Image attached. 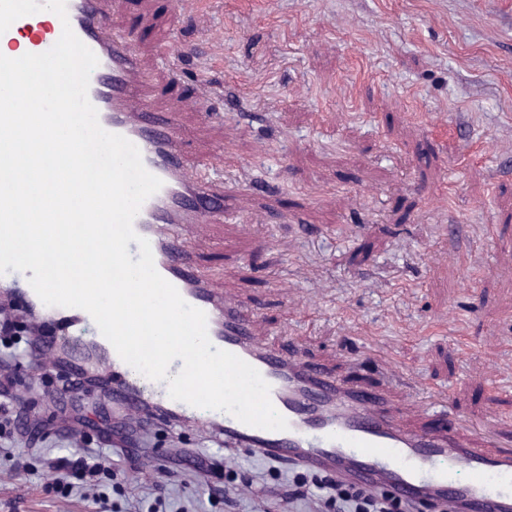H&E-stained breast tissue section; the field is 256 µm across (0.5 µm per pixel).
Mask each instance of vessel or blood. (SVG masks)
Masks as SVG:
<instances>
[{
  "mask_svg": "<svg viewBox=\"0 0 512 512\" xmlns=\"http://www.w3.org/2000/svg\"><path fill=\"white\" fill-rule=\"evenodd\" d=\"M66 10L63 19L50 11L17 19L0 34V53L17 58L46 52L67 25L94 52L98 64L88 97L101 127L131 141L144 167L163 182L142 204L135 232L149 241L159 274L205 312L211 343L250 364L269 384L271 402L288 427H253L228 413L173 400L166 382L125 363L102 333L88 340L72 335V328L92 321L79 308L70 325L43 332L39 344L27 349L30 374H74L93 351L108 370L107 394L134 421L164 416L181 426L210 427L260 455L333 473L362 489L388 490L408 503L428 498L442 512H512V449L494 437L467 433L453 415L449 391L441 392L436 407L446 429L413 428L409 414L426 416L424 407L393 389L372 390L333 375L324 364L307 362L300 350L272 349L257 336L252 310L213 288L199 272L183 229L223 218V182L184 167L178 113L151 102L150 75L130 37L113 29L110 0H66ZM28 278L25 272L2 274L0 288L22 296L43 319L60 314V307L40 300Z\"/></svg>",
  "mask_w": 512,
  "mask_h": 512,
  "instance_id": "obj_1",
  "label": "vessel or blood"
}]
</instances>
